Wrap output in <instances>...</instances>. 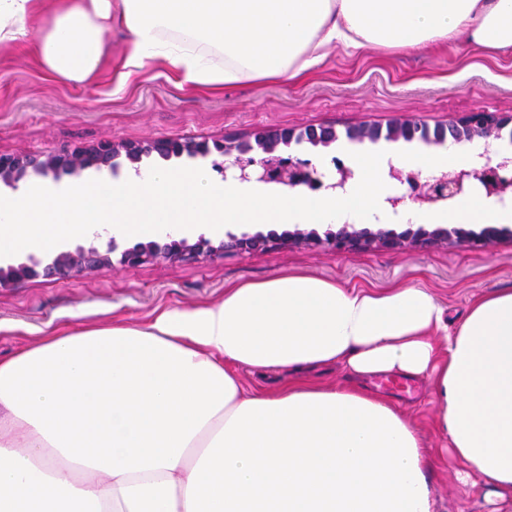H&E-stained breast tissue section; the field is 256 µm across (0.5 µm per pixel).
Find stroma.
Returning a JSON list of instances; mask_svg holds the SVG:
<instances>
[{
  "label": "stroma",
  "instance_id": "obj_1",
  "mask_svg": "<svg viewBox=\"0 0 512 512\" xmlns=\"http://www.w3.org/2000/svg\"><path fill=\"white\" fill-rule=\"evenodd\" d=\"M127 39L125 28L113 23L111 62L98 79L85 84L47 75L34 57V38L0 46V154L47 156L87 149L104 139L211 141L259 127L331 125L339 138L329 147L304 143L289 148L322 171L346 151L393 154L425 148L418 140L351 141L344 132L352 127L384 128L399 119L433 127L470 112L512 114V54L494 55L467 45L435 53L384 47L352 53L334 45L318 66L297 80L199 89L159 62L147 63L128 81H120ZM162 165L202 168L214 181L224 179L210 156L167 161L153 156L136 167L120 159L114 171L88 168L59 179L32 175L18 189L38 184L61 190L91 179L124 181L135 171ZM272 229L280 233L284 227L231 224L224 230L198 227L170 235H123L119 241L125 246L169 238L193 243L201 236L217 241L228 232ZM287 273L377 291L417 283L431 291L453 321L476 298L512 289V238L486 245L455 240L337 252L305 245L251 253L227 250L199 260L118 265L63 279L31 277L0 288V359L68 325L101 327L120 320L142 326L163 310L214 304L233 285ZM389 396L419 426L428 447L441 446L428 380H416L413 391L393 390ZM457 470V463L444 460L428 472L436 512H491L485 488L460 481Z\"/></svg>",
  "mask_w": 512,
  "mask_h": 512
}]
</instances>
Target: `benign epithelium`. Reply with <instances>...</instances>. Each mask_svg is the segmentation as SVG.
Returning <instances> with one entry per match:
<instances>
[{"label": "benign epithelium", "mask_w": 512, "mask_h": 512, "mask_svg": "<svg viewBox=\"0 0 512 512\" xmlns=\"http://www.w3.org/2000/svg\"><path fill=\"white\" fill-rule=\"evenodd\" d=\"M511 122L512 116L505 117L496 112H471L449 122L448 129L454 136L467 141L478 136L492 142ZM308 132L310 136L307 137L303 130L260 128L246 138L226 137L211 144L176 139L116 144L110 139H105L74 155L62 153L45 159L36 155L1 154L0 183L15 189L19 182L32 174L45 176L50 173L54 178L60 179L78 169L106 167L114 171L118 168L115 160L121 155L131 163L137 164L153 154L166 160L184 155L196 158L216 154L224 158L222 172L226 181L305 186L314 191L326 190L335 194L345 191L348 171L340 160H335V171L320 173L311 167L309 162L294 159L279 151L281 145L288 147L293 143L303 142L327 147L338 138L333 126H311ZM479 158L484 160L479 167L443 171L424 182L408 180L403 170L390 166L388 177L393 183V191L385 197L383 208L395 217L408 200H416L429 207H448L476 190H483L488 196L493 194L500 202L512 199V193L508 191V186L512 182L499 181L502 173L512 170V155L488 147L485 152L479 154ZM453 237L486 244L499 238L512 237V228L491 226L477 233L463 228L448 230L443 227L429 231L424 228L414 229L409 224L401 231L384 228L374 231L367 227L356 229L352 224H344L337 230L329 228L322 235L315 230L305 232L299 229L281 235L273 232H256L238 237L229 233L217 243L201 236L193 244L181 239L164 244L154 241L140 242L125 248L112 236L99 246L87 249L78 246L72 251H61L46 264L31 255L27 261L17 265H0V288H6L16 281L39 274L46 278L69 277L85 271L109 269L116 262L121 266L134 267L158 259H196L201 255L226 249L254 252L278 244H295L340 251L350 246L369 247L379 244L393 248L419 241L435 243ZM117 251L120 252V258L115 262L113 255Z\"/></svg>", "instance_id": "1"}]
</instances>
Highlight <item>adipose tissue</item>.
<instances>
[{
    "label": "adipose tissue",
    "instance_id": "1",
    "mask_svg": "<svg viewBox=\"0 0 512 512\" xmlns=\"http://www.w3.org/2000/svg\"><path fill=\"white\" fill-rule=\"evenodd\" d=\"M116 19L126 68L201 87L296 79L332 45L512 53V0H0V45L36 34L44 72L88 83ZM331 366L348 384L308 376ZM385 375L428 379L451 457L512 491V290L451 322L417 285L283 274L0 360V512H435L420 430L362 385Z\"/></svg>",
    "mask_w": 512,
    "mask_h": 512
}]
</instances>
